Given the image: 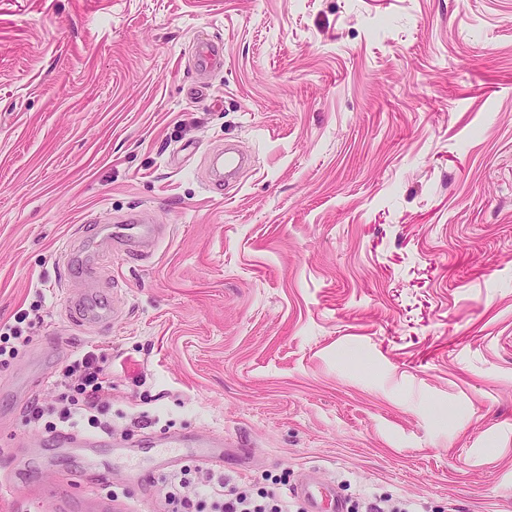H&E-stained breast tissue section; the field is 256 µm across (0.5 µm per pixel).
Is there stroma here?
Returning a JSON list of instances; mask_svg holds the SVG:
<instances>
[{"mask_svg":"<svg viewBox=\"0 0 512 512\" xmlns=\"http://www.w3.org/2000/svg\"><path fill=\"white\" fill-rule=\"evenodd\" d=\"M228 142L253 165L217 196ZM135 207L147 257L70 261ZM74 290L119 316L72 328ZM22 307L0 382L48 361L0 393L16 465L93 344L113 437L220 433L226 477L315 469L350 512H512V0H0V324ZM195 66L200 72L223 68L224 50L220 43H213L208 39H198L195 51ZM29 316L30 312L21 308L13 316L12 323L0 324V365H6L33 341L29 334Z\"/></svg>","mask_w":512,"mask_h":512,"instance_id":"35a3bbf8","label":"stroma"}]
</instances>
